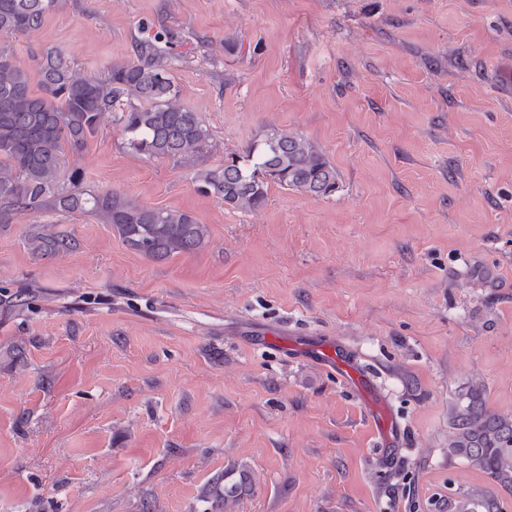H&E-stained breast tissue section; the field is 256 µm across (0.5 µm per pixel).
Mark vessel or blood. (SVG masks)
<instances>
[{"label": "vessel or blood", "instance_id": "b4317fda", "mask_svg": "<svg viewBox=\"0 0 512 512\" xmlns=\"http://www.w3.org/2000/svg\"><path fill=\"white\" fill-rule=\"evenodd\" d=\"M255 342L259 345H272L286 349L296 358L329 368L337 375L349 380L357 392L363 396L370 398L376 392L371 376L358 371L353 350L340 339L317 341L301 338L290 343L268 332L256 337Z\"/></svg>", "mask_w": 512, "mask_h": 512}]
</instances>
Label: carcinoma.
<instances>
[{
    "label": "carcinoma",
    "mask_w": 512,
    "mask_h": 512,
    "mask_svg": "<svg viewBox=\"0 0 512 512\" xmlns=\"http://www.w3.org/2000/svg\"><path fill=\"white\" fill-rule=\"evenodd\" d=\"M59 0H0V36L39 30ZM167 29L135 46L136 60L111 65L106 75H82L57 48L36 57L39 90L13 53L0 46V223L19 212L94 213L110 224L132 250L155 260L193 253L208 239L207 225L189 211L140 205L118 192H92L78 168L66 169L67 156L81 155L106 119L131 149L149 158L188 159L210 137L200 113L180 102L171 70L178 56ZM164 46H159V43ZM224 165L199 169V189L233 209L254 211L267 202L268 185L328 197L339 188L336 168L320 145L298 133L272 129L247 151ZM31 250L43 256L77 248L71 235L33 232ZM452 429L448 459L463 460L485 473L491 486L455 492L439 501L441 512H506L512 495V415L487 406L484 389L471 384L448 407Z\"/></svg>",
    "instance_id": "1"
}]
</instances>
